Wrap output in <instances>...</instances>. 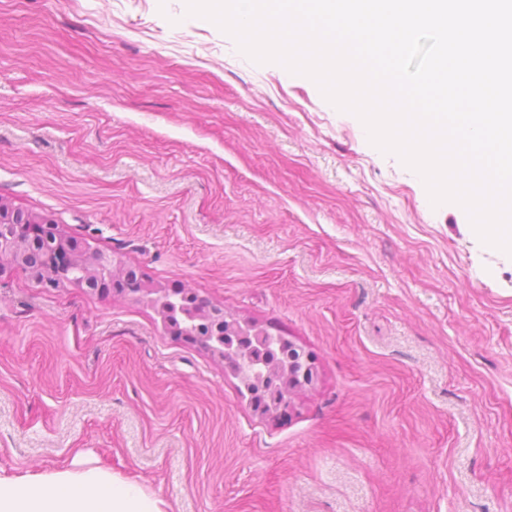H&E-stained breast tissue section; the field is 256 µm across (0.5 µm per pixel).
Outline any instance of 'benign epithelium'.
<instances>
[{"mask_svg":"<svg viewBox=\"0 0 512 512\" xmlns=\"http://www.w3.org/2000/svg\"><path fill=\"white\" fill-rule=\"evenodd\" d=\"M13 268L25 271L46 291L67 284L96 291L122 281L126 285L122 290L125 296L153 308L173 335L192 338L194 344L219 358L233 372L237 367L227 358L224 337L264 334L263 327L231 319L223 307L186 288L145 282L137 268L116 264L111 255L73 239L52 220L14 208L0 198V276ZM263 368L264 377L276 382L286 396L277 408L257 410L264 418L289 413L292 395L312 386L317 379L314 358L291 341L288 353L275 352Z\"/></svg>","mask_w":512,"mask_h":512,"instance_id":"obj_1","label":"benign epithelium"}]
</instances>
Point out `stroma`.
I'll return each instance as SVG.
<instances>
[{
  "mask_svg": "<svg viewBox=\"0 0 512 512\" xmlns=\"http://www.w3.org/2000/svg\"><path fill=\"white\" fill-rule=\"evenodd\" d=\"M0 197L318 368L271 422L150 308L10 270L1 469L78 456L171 512H512V256L185 0H0Z\"/></svg>",
  "mask_w": 512,
  "mask_h": 512,
  "instance_id": "obj_1",
  "label": "stroma"
}]
</instances>
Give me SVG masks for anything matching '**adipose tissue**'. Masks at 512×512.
Here are the masks:
<instances>
[{
    "label": "adipose tissue",
    "instance_id": "obj_1",
    "mask_svg": "<svg viewBox=\"0 0 512 512\" xmlns=\"http://www.w3.org/2000/svg\"><path fill=\"white\" fill-rule=\"evenodd\" d=\"M168 503L105 465L0 469V512H168Z\"/></svg>",
    "mask_w": 512,
    "mask_h": 512
}]
</instances>
